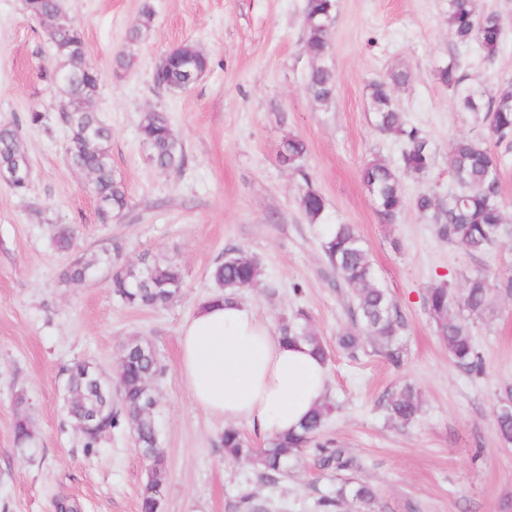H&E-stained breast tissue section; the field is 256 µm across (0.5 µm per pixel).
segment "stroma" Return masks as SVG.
Instances as JSON below:
<instances>
[{"mask_svg":"<svg viewBox=\"0 0 512 512\" xmlns=\"http://www.w3.org/2000/svg\"><path fill=\"white\" fill-rule=\"evenodd\" d=\"M82 26L86 61L104 73L93 109L112 130V169L124 183L129 209L118 221L98 216L91 179L65 154L67 129L47 75L56 59L42 24L23 0H0V124L20 123L31 165L26 194L0 182V512H55L58 496L82 512H140L148 463L130 430L105 437L94 451L64 415L65 370L87 360L114 374L122 344L149 341L166 374L156 385L160 445L169 468L162 512H242L247 495L260 512H319L317 500L341 482L304 455L272 482L247 460L224 456L222 419L191 404L179 375V336L200 300L214 293L210 271L226 251L245 250L261 268L241 299L271 331L292 311H308L330 351L327 399L333 410L325 439L347 449L374 487L379 512H512V443L494 429V412L512 390V299L473 319L481 374L450 358L424 308L430 285L445 281L463 295L485 272L512 275V247L471 255L440 240L412 206L418 194L447 198L458 184L448 165L452 140L482 139L488 130L457 109L435 78L457 59L469 84L495 92L512 82V0H474L496 12L501 49L485 60L477 43H457L448 27V0H337L328 33L336 74L333 101L311 103L305 92L315 61L306 46L305 0H64ZM150 7V26L129 42L130 26ZM190 44L211 67L190 88L166 93L152 82L156 61ZM125 53L128 68L112 58ZM403 72L392 94L406 121L430 141L427 176L405 174L407 203L385 222L361 182L378 158L399 166L402 142L376 130L372 83ZM47 111L41 127L23 125L29 109ZM165 111L185 154L182 168L156 169L138 138L145 113ZM308 146L304 162L325 199L326 224H352L370 262L401 310L405 330L399 363L370 342L355 356L337 344L350 328V292L322 249L326 224L309 223L299 205L300 174L277 153L288 135ZM75 225V251L122 246L121 263L175 259L185 286L170 305L134 309L114 299L104 276L69 284L61 273L71 255L58 251L52 222ZM423 397L410 425L391 422L385 401L403 383ZM24 390L37 439L15 447L14 394Z\"/></svg>","mask_w":512,"mask_h":512,"instance_id":"stroma-1","label":"stroma"}]
</instances>
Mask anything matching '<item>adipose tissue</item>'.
Segmentation results:
<instances>
[{"label": "adipose tissue", "instance_id": "ef3b65f1", "mask_svg": "<svg viewBox=\"0 0 512 512\" xmlns=\"http://www.w3.org/2000/svg\"><path fill=\"white\" fill-rule=\"evenodd\" d=\"M179 349L191 402L267 437L297 430L327 393L326 362L305 343L274 336L237 299L201 300L181 329Z\"/></svg>", "mask_w": 512, "mask_h": 512}]
</instances>
